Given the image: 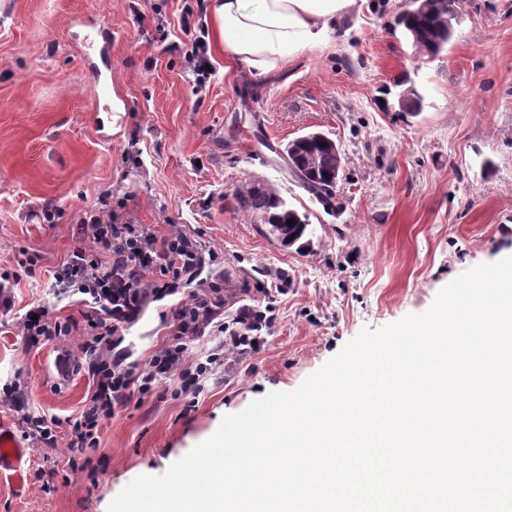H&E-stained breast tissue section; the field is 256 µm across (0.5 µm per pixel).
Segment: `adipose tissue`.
Here are the masks:
<instances>
[{"label": "adipose tissue", "mask_w": 512, "mask_h": 512, "mask_svg": "<svg viewBox=\"0 0 512 512\" xmlns=\"http://www.w3.org/2000/svg\"><path fill=\"white\" fill-rule=\"evenodd\" d=\"M354 0H207L213 47L257 76L326 45Z\"/></svg>", "instance_id": "obj_1"}]
</instances>
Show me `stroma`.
<instances>
[{
  "mask_svg": "<svg viewBox=\"0 0 512 512\" xmlns=\"http://www.w3.org/2000/svg\"><path fill=\"white\" fill-rule=\"evenodd\" d=\"M403 0H357L327 46L256 77L211 52L198 84L189 59L197 0H0V269L37 259L39 285L11 288L0 309V386L25 408L64 419L90 404V361L54 383L50 342L31 346L16 323L55 300L52 273L93 206L138 224L181 225L205 260L175 294L150 302L120 351L145 362L170 334L166 316L205 281L271 306L259 350L216 366L194 408L171 394L130 404L109 420L100 448L71 473L67 427L55 444L23 437V487L0 477V512H107L140 475H159L212 437L226 415L273 391L295 390L363 328L425 312L467 269L512 256V0H459L446 51L415 56L396 24ZM112 35L107 59L85 44ZM409 74L422 112H402L389 89ZM320 132L344 155L332 210L291 177L279 155ZM266 181L315 228L304 252L265 233L235 195ZM58 213L52 223L38 215ZM52 457L68 487L49 490Z\"/></svg>",
  "mask_w": 512,
  "mask_h": 512,
  "instance_id": "1",
  "label": "stroma"
}]
</instances>
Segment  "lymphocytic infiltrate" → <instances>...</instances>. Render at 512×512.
<instances>
[{"label": "lymphocytic infiltrate", "mask_w": 512, "mask_h": 512, "mask_svg": "<svg viewBox=\"0 0 512 512\" xmlns=\"http://www.w3.org/2000/svg\"><path fill=\"white\" fill-rule=\"evenodd\" d=\"M81 238L54 272V286L82 308L81 320L62 317L45 303L32 305L17 320L22 336L33 344L76 342L91 358L93 392L89 407L60 421L36 412L23 415L29 436L54 443L60 425H68V457L96 451L106 422L133 399L171 385L175 395L195 400L202 382L222 358L253 348L270 317L258 307L240 305L225 318L223 280L203 282L171 311V332L145 363L128 362L117 350L128 325L154 299L170 295L173 283L195 273L203 262L198 240L178 225L163 232L149 224H122L97 209L81 210ZM222 337L218 351L201 358L191 345L204 336Z\"/></svg>", "instance_id": "1"}]
</instances>
